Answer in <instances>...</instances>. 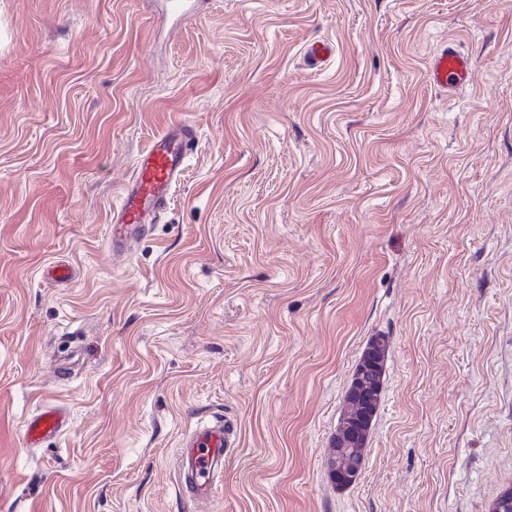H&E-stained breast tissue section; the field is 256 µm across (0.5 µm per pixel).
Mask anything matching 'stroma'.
I'll return each instance as SVG.
<instances>
[{"label":"stroma","mask_w":512,"mask_h":512,"mask_svg":"<svg viewBox=\"0 0 512 512\" xmlns=\"http://www.w3.org/2000/svg\"><path fill=\"white\" fill-rule=\"evenodd\" d=\"M451 42L473 77L449 94L427 68ZM177 116L198 147L115 265L109 210ZM48 402L67 431L28 447ZM217 416L239 444L210 512H489L512 487V0H210L178 26L0 0V512H197L174 462ZM363 422L353 421L345 416H342L339 420L338 426L336 428V441L342 445L340 448V455L336 458V467L332 469L333 472V481L335 482L336 478V486L344 487L342 485V481L340 479V458L342 455L347 454L351 451L352 448H346V445H350L354 436L358 433L360 428L364 426ZM336 472V477H335Z\"/></svg>","instance_id":"35a3bbf8"}]
</instances>
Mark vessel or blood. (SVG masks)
<instances>
[{
  "label": "vessel or blood",
  "mask_w": 512,
  "mask_h": 512,
  "mask_svg": "<svg viewBox=\"0 0 512 512\" xmlns=\"http://www.w3.org/2000/svg\"><path fill=\"white\" fill-rule=\"evenodd\" d=\"M469 75L468 58L450 46L435 54L428 67L430 84L445 91L459 89ZM196 145L192 126L175 120L156 133L138 154L134 173L122 185L120 201L109 215L107 244L116 261H125L130 244L147 237L165 215L172 187ZM65 428L63 409L47 405L27 419L25 440L28 445L37 446L59 437ZM237 445V429L230 420L219 419L196 427L176 458L180 492L197 504L209 501L224 471V457Z\"/></svg>",
  "instance_id": "1"
}]
</instances>
